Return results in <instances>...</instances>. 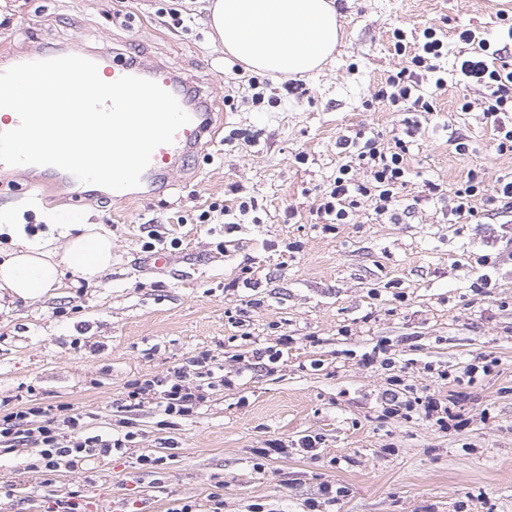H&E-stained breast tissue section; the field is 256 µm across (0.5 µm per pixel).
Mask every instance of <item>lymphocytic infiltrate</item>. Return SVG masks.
Returning <instances> with one entry per match:
<instances>
[{"label": "lymphocytic infiltrate", "instance_id": "f902f5d3", "mask_svg": "<svg viewBox=\"0 0 512 512\" xmlns=\"http://www.w3.org/2000/svg\"><path fill=\"white\" fill-rule=\"evenodd\" d=\"M393 37L395 52L409 55L410 60L381 81L373 94L375 102L396 112L431 113L437 109L438 93L447 86L449 76H456L460 85L482 87L479 107L493 147L500 154L512 153V61L506 58L512 49V25L497 40L471 30L459 32L461 48L453 60L448 57L447 41L434 28L423 29L412 47L403 30H394ZM423 72L429 76L425 84L419 81ZM336 147L346 162L322 190L316 218L327 224H344L366 202L371 203L376 217L393 218L398 195L407 184L406 141L397 137L387 146L380 135L369 136L360 130L340 136ZM356 166L365 170V180L354 179L352 169ZM480 193L478 171L468 170L465 178L449 191L450 214L465 221L477 217ZM225 383L224 376L215 372L213 355L204 351L192 356L173 375L130 383L123 407L132 411L152 405L166 416L188 417L206 402L211 390ZM401 384L400 377H393L391 389L384 393L383 400L391 412L415 411L440 428H447L454 416L448 405L431 395L402 399ZM136 438L133 431L117 436L90 432L82 414L72 412L67 405L29 403L0 417V446L8 450L26 448L23 469L41 475L50 502L47 512H86L82 490L56 494L53 485L57 472L132 447Z\"/></svg>", "mask_w": 512, "mask_h": 512}]
</instances>
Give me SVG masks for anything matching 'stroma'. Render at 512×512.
Here are the masks:
<instances>
[{
	"instance_id": "1",
	"label": "stroma",
	"mask_w": 512,
	"mask_h": 512,
	"mask_svg": "<svg viewBox=\"0 0 512 512\" xmlns=\"http://www.w3.org/2000/svg\"><path fill=\"white\" fill-rule=\"evenodd\" d=\"M0 0V58L36 48L136 49L137 59L177 68L225 96L222 141L194 173L163 195L120 207L101 197L81 203L56 194L35 200L24 180L0 182V217L48 236V214H70L112 234V268L87 281L65 272L40 299L0 306V401L37 399L87 413L94 432L127 422L139 442L125 454L59 473L91 504L154 499L157 512L190 501L209 512L224 493V512H512V213L482 212L479 222L450 221L448 200L422 199L426 182L451 188L467 171H485L484 198L512 154H498L479 109L459 111L481 88L448 84L436 114L371 107L390 71L406 66L392 32L418 39L440 29L449 55L456 33L496 36L499 11L512 0H338L342 39L331 61L302 75L300 90L272 77L266 100L252 101V72L227 81L236 60L210 27V0ZM188 11L183 23L174 11ZM420 124L409 144L408 183L393 221L361 205L349 223H315L320 189L344 158L338 137L359 130L391 141ZM463 137L456 154L449 136ZM254 207L239 223L219 208ZM169 262L156 268L152 247ZM488 274L485 294L474 287ZM250 339H243V332ZM291 336L280 346L281 335ZM383 342L405 367L414 393L463 397L468 422L440 430L421 417L383 414L387 370L362 362ZM278 347L274 371L252 368L253 347ZM224 366L217 388L186 419L152 408L120 411L126 386L163 377L201 351ZM481 355L498 365L476 383L462 380ZM447 368L448 380L425 364ZM317 435V456L297 442ZM279 439L284 454L263 455ZM142 454L165 455L156 470ZM24 448L0 450V512H44L37 477L22 470ZM341 487L329 500L323 484Z\"/></svg>"
}]
</instances>
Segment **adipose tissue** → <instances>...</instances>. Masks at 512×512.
<instances>
[{
	"label": "adipose tissue",
	"instance_id": "adipose-tissue-1",
	"mask_svg": "<svg viewBox=\"0 0 512 512\" xmlns=\"http://www.w3.org/2000/svg\"><path fill=\"white\" fill-rule=\"evenodd\" d=\"M211 26L224 49L257 72L295 75L321 68L340 41L334 0H214ZM62 249L9 225L14 247L0 258V289L36 300L60 287L64 271L87 280L112 267V236L103 228L53 223Z\"/></svg>",
	"mask_w": 512,
	"mask_h": 512
}]
</instances>
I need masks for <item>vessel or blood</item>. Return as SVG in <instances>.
Segmentation results:
<instances>
[{
    "label": "vessel or blood",
    "instance_id": "obj_1",
    "mask_svg": "<svg viewBox=\"0 0 512 512\" xmlns=\"http://www.w3.org/2000/svg\"><path fill=\"white\" fill-rule=\"evenodd\" d=\"M85 56L95 62L99 73L110 80L129 75L156 82L171 93L189 115V123L176 133L173 143L160 146L154 151L138 187L121 191L111 190L107 196L116 203H136L147 197L164 194L172 187L174 175L185 171L187 159L205 151L218 137L220 129L216 125V114L209 99L204 97L202 92H188L183 78L170 67L133 62L103 50H89ZM0 175L25 177L26 189L33 193L47 190L69 177L68 172L54 166H10L4 163H0Z\"/></svg>",
    "mask_w": 512,
    "mask_h": 512
}]
</instances>
